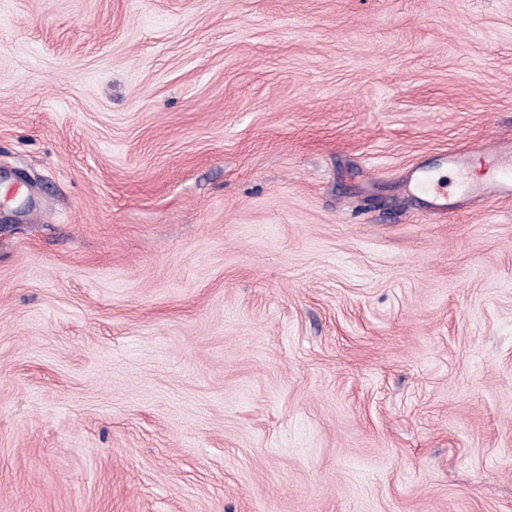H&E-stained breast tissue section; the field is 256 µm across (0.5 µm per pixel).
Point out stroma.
I'll return each mask as SVG.
<instances>
[{"label": "stroma", "mask_w": 512, "mask_h": 512, "mask_svg": "<svg viewBox=\"0 0 512 512\" xmlns=\"http://www.w3.org/2000/svg\"><path fill=\"white\" fill-rule=\"evenodd\" d=\"M478 142L512 0H0V512H512Z\"/></svg>", "instance_id": "obj_1"}]
</instances>
